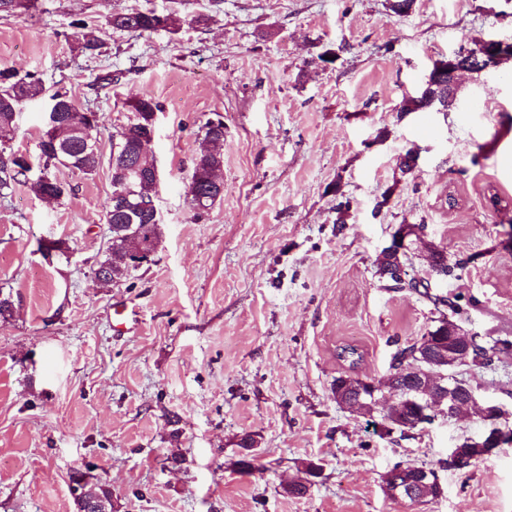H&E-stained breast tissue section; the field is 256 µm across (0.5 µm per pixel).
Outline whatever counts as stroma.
<instances>
[{"label": "stroma", "mask_w": 512, "mask_h": 512, "mask_svg": "<svg viewBox=\"0 0 512 512\" xmlns=\"http://www.w3.org/2000/svg\"><path fill=\"white\" fill-rule=\"evenodd\" d=\"M391 4L184 0L177 32H109L91 53L73 49L82 25L161 13L170 0H39L0 14V70L37 73L103 113L102 154L129 100L159 103L163 224L152 262L107 284L94 270L108 164L57 171L58 200L22 184L0 197V293L14 303L0 318V512H77V472L109 484L119 512H512V447L464 471L447 465L482 430L474 415L387 436L379 414L332 394L341 375L386 379L396 349L434 325L426 299L376 274L403 224L425 227L411 276H427L431 245L463 261L430 278L431 293L466 308L463 330L512 336V59L460 73L448 108L400 110L436 60L477 39L512 42V0H415L404 15ZM329 50L335 62H321ZM106 73L117 83L94 91ZM49 105H22L14 151L37 155ZM218 115L224 196L198 219L187 185ZM409 149L418 160L405 175L396 159ZM56 240L62 252L44 255ZM117 309L129 318L122 336ZM345 345L361 353L357 366L339 358ZM454 373L512 427V353ZM244 434L256 439L249 473L238 465ZM397 462L435 469L444 494L387 496ZM309 464L319 474L308 493L288 494Z\"/></svg>", "instance_id": "stroma-1"}]
</instances>
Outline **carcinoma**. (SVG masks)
Returning a JSON list of instances; mask_svg holds the SVG:
<instances>
[{
    "label": "carcinoma",
    "mask_w": 512,
    "mask_h": 512,
    "mask_svg": "<svg viewBox=\"0 0 512 512\" xmlns=\"http://www.w3.org/2000/svg\"><path fill=\"white\" fill-rule=\"evenodd\" d=\"M181 23V17L175 13L161 17L153 11L127 10L114 11L107 16V24L112 29L140 35L158 30L175 32L180 29ZM431 80V94L436 96V101L431 104L424 96L410 97L403 101L400 111L424 112L437 106L448 107L453 99V94L448 92V74L433 71ZM45 92L43 80L34 73L21 75L10 70L0 72V195L11 193L15 184L22 180L33 195L43 199H59L64 195L65 187L58 181L56 170L64 167L91 175L101 164V152L85 148V131L97 128L103 119L102 113L92 110L90 114L94 116V121L84 123L83 130L78 128L77 120L59 121L51 149H46L44 141H39V159L46 170L45 175H30V167L23 163L16 164V168L10 171L2 168L4 160L15 154L10 142L14 137L20 106L43 96ZM158 111L160 106L154 99H137L136 104L130 106L126 121L117 129L116 149L109 154L112 192L104 215L107 248L104 259L94 269L95 277L101 276L107 283L125 282L133 277L136 269L127 263L128 253L149 235L157 244L162 237L161 223L153 219L152 213L145 212L140 220L131 221L128 200L121 195V192L132 189L131 201L138 204H148L156 197L157 183L150 171L154 160L149 156L148 146L155 132L153 115ZM204 141L206 146L194 160L187 191L196 217L208 212L224 196L211 180L212 171L224 163V155L218 149V144L224 142V122L207 121ZM401 263H406L404 256L383 251L376 259V273L398 288L400 283L395 274ZM450 347L460 348V364L486 367L492 364L494 354L512 350V338H495L493 344L487 347L479 340L467 344L446 334L441 335L439 329L434 328L413 343L398 348L393 354L390 370L398 389L396 401L380 410L372 393L366 390L361 396L360 410L369 414L380 412L383 431L387 435L395 429L403 432L432 424L431 418L422 415L421 397L414 389L422 380L448 374ZM481 442L483 438L480 436L467 437L459 444L458 450L478 461L482 454L479 447ZM421 471L420 466L394 465L385 474V492L394 491L400 495L408 491L419 481L418 473ZM316 475V467L308 466L305 476L289 484L287 492L293 496L305 495L310 478Z\"/></svg>",
    "instance_id": "obj_1"
}]
</instances>
